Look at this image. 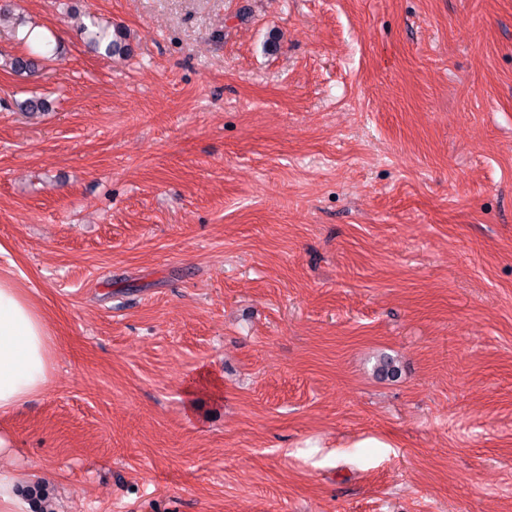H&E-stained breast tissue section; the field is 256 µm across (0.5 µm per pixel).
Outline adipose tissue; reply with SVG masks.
Masks as SVG:
<instances>
[{"label":"adipose tissue","mask_w":512,"mask_h":512,"mask_svg":"<svg viewBox=\"0 0 512 512\" xmlns=\"http://www.w3.org/2000/svg\"><path fill=\"white\" fill-rule=\"evenodd\" d=\"M51 351L43 315L0 278V410L17 408L49 382Z\"/></svg>","instance_id":"obj_1"}]
</instances>
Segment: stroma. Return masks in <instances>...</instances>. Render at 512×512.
I'll return each instance as SVG.
<instances>
[{"label": "stroma", "instance_id": "35a3bbf8", "mask_svg": "<svg viewBox=\"0 0 512 512\" xmlns=\"http://www.w3.org/2000/svg\"><path fill=\"white\" fill-rule=\"evenodd\" d=\"M10 2L30 512H512V0ZM83 33L90 44L96 47L104 45V50L108 53L120 50L116 35L108 27L100 25L94 17H90L89 25L83 27ZM22 40L27 44L29 53L26 56L13 58L11 62L12 70L19 74L35 72L38 63L41 60L47 59L48 54L50 52L54 53L57 49L54 47L52 51L49 50L50 46L52 45V41L48 35H45L40 42L35 44H31L25 38Z\"/></svg>", "mask_w": 512, "mask_h": 512}]
</instances>
